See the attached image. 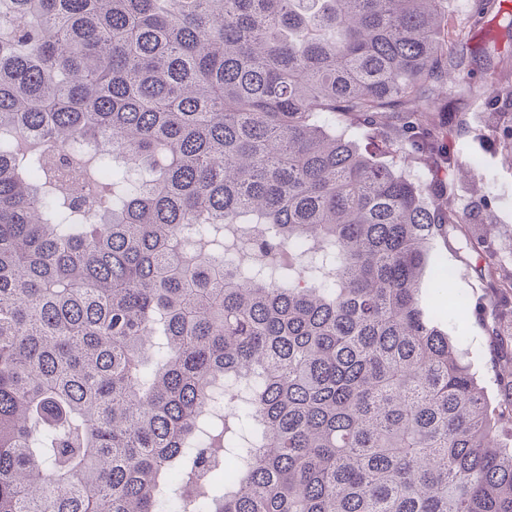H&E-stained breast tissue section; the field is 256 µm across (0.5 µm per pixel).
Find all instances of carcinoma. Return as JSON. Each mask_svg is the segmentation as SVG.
I'll list each match as a JSON object with an SVG mask.
<instances>
[{"label": "carcinoma", "instance_id": "1", "mask_svg": "<svg viewBox=\"0 0 512 512\" xmlns=\"http://www.w3.org/2000/svg\"><path fill=\"white\" fill-rule=\"evenodd\" d=\"M459 35L444 0H12L0 127L37 149L0 142V512H512L419 295L467 225L432 88L473 90Z\"/></svg>", "mask_w": 512, "mask_h": 512}]
</instances>
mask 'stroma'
<instances>
[{
    "label": "stroma",
    "instance_id": "stroma-1",
    "mask_svg": "<svg viewBox=\"0 0 512 512\" xmlns=\"http://www.w3.org/2000/svg\"><path fill=\"white\" fill-rule=\"evenodd\" d=\"M450 22L466 25L456 45L461 71L472 72L480 81L491 75L512 73V19L500 14L493 0L477 10L475 0H448ZM486 95L477 91L454 97L448 105V133L452 148L469 166V172L455 175L452 192L458 210L477 216L484 196L495 199L496 221L486 239L494 248L504 272H512V160L499 142L495 129L502 116L487 111ZM431 263L443 264L451 275L453 293L462 299H474L484 290L478 277L484 265L472 252L463 234L433 242ZM449 336L459 338L460 350L483 386L489 400H496L497 386L490 362V338L483 321L474 316L445 314L440 322Z\"/></svg>",
    "mask_w": 512,
    "mask_h": 512
}]
</instances>
